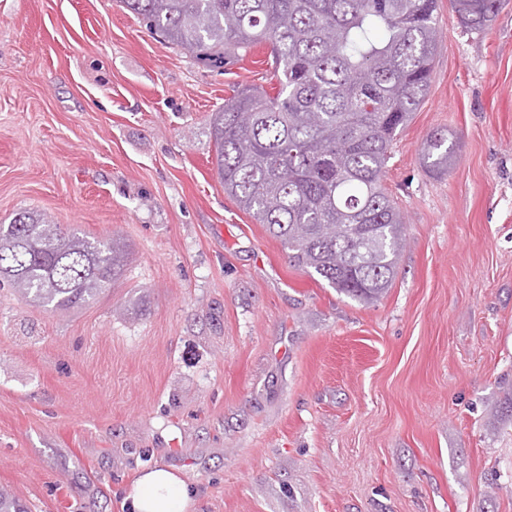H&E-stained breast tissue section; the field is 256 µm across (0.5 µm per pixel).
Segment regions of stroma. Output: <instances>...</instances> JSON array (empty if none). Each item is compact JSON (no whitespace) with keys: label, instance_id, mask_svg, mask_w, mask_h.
I'll return each instance as SVG.
<instances>
[{"label":"stroma","instance_id":"35a3bbf8","mask_svg":"<svg viewBox=\"0 0 512 512\" xmlns=\"http://www.w3.org/2000/svg\"><path fill=\"white\" fill-rule=\"evenodd\" d=\"M439 29L384 178L397 274L363 304L217 177L209 116L275 92L265 47L207 65L120 0H0V224L30 210L127 253L67 313L0 289L1 488L125 512L164 464L191 512H512V0L480 33L441 0ZM456 149L453 141H449L448 131H436L424 142L422 158L429 173L441 175L448 172L454 163Z\"/></svg>","mask_w":512,"mask_h":512}]
</instances>
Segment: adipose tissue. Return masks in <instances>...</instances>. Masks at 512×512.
<instances>
[{
    "mask_svg": "<svg viewBox=\"0 0 512 512\" xmlns=\"http://www.w3.org/2000/svg\"><path fill=\"white\" fill-rule=\"evenodd\" d=\"M126 499L131 512H190L193 499L186 481L174 469L159 465L141 474Z\"/></svg>",
    "mask_w": 512,
    "mask_h": 512,
    "instance_id": "ef3b65f1",
    "label": "adipose tissue"
}]
</instances>
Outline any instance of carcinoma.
<instances>
[{
	"mask_svg": "<svg viewBox=\"0 0 512 512\" xmlns=\"http://www.w3.org/2000/svg\"><path fill=\"white\" fill-rule=\"evenodd\" d=\"M200 61L230 64L262 45L275 94L241 85L211 113L224 193L278 240L293 266L359 302L391 286L404 216L383 183L397 137L425 99L439 48V0H121ZM468 32L504 0H451ZM428 172L456 158L448 131L424 142ZM125 246L64 231L23 210L0 224V284L68 311L122 274ZM0 512H27L0 489Z\"/></svg>",
	"mask_w": 512,
	"mask_h": 512,
	"instance_id": "carcinoma-1",
	"label": "carcinoma"
}]
</instances>
